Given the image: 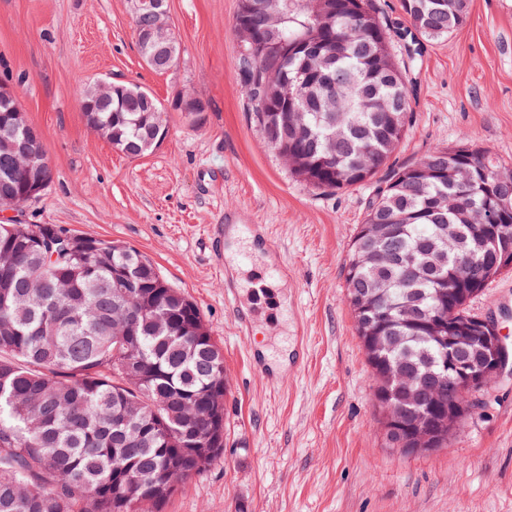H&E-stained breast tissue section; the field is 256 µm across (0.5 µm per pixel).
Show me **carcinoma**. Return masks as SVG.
Here are the masks:
<instances>
[{
    "label": "carcinoma",
    "instance_id": "carcinoma-1",
    "mask_svg": "<svg viewBox=\"0 0 512 512\" xmlns=\"http://www.w3.org/2000/svg\"><path fill=\"white\" fill-rule=\"evenodd\" d=\"M138 11L135 29L153 28L167 0H151ZM414 32L447 37L469 17V0H402ZM236 28L255 37L243 42L238 75L243 93L255 107L253 121L268 147L293 151L291 173L324 192L361 185L384 166L406 135L409 116L405 79L392 54L393 34L369 0H279L271 21L261 0H239ZM319 41L333 51L328 79L308 98L302 83L312 78L300 47ZM180 52L168 46L145 48L152 70L164 72ZM197 122L204 105L179 94L170 110ZM160 103L136 84H122L112 99L87 113V124L112 128V146L138 157L155 148L168 120L155 124ZM300 109L310 137L289 136V108ZM25 113L0 105V139L22 135ZM470 149L463 143L435 149L417 165L438 176L425 182L403 180L408 167L390 169L385 186L369 201L365 223L406 216L395 238L380 247L377 262L355 236L346 263L347 297L387 283L388 314L368 319L399 345L367 355L374 371L423 370L443 362L439 343L419 327L403 322L399 305L414 292L419 307L433 312L453 287L462 263H478L470 231L463 228L461 250L446 259L425 246L439 234L432 218L438 198L453 192L452 155ZM475 183L458 191L459 205L444 210L449 224L469 216L480 224L507 203L503 213L512 227V184L494 182L497 169L476 151ZM16 158L0 148V205L12 198ZM45 224H0V512H136L142 501L162 512L174 495L170 469L184 477L203 470L224 451L213 440L214 414L197 399L212 386L210 363L224 361L210 335L198 336L205 320L198 306L171 287L149 258L112 242L73 233L79 247L63 261L49 263L39 238ZM133 277L135 294L118 299L112 288L116 269ZM169 320L160 321L161 310ZM137 322L132 336L121 323ZM131 359L141 372L123 375L118 363ZM391 400L404 416L426 412L428 402Z\"/></svg>",
    "mask_w": 512,
    "mask_h": 512
}]
</instances>
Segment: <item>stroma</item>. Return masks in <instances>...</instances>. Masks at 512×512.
Returning a JSON list of instances; mask_svg holds the SVG:
<instances>
[{"instance_id":"stroma-1","label":"stroma","mask_w":512,"mask_h":512,"mask_svg":"<svg viewBox=\"0 0 512 512\" xmlns=\"http://www.w3.org/2000/svg\"><path fill=\"white\" fill-rule=\"evenodd\" d=\"M181 50L160 73L138 53L130 0H0V84L42 135L52 180L18 213L119 241L197 304L224 351V453L162 512H512V369L445 448H391L346 300L345 264L390 167L461 143L512 171V0H470L442 40H395L410 121L365 184L324 192L292 176L252 120L237 74L238 0H168ZM133 83L160 102L186 93L200 121L169 115L165 139L131 158L88 127L84 91ZM262 224L224 240V213ZM233 275L235 300L224 296ZM254 315L240 334L238 311ZM512 347V269L469 303ZM258 354L276 376L251 363Z\"/></svg>"}]
</instances>
